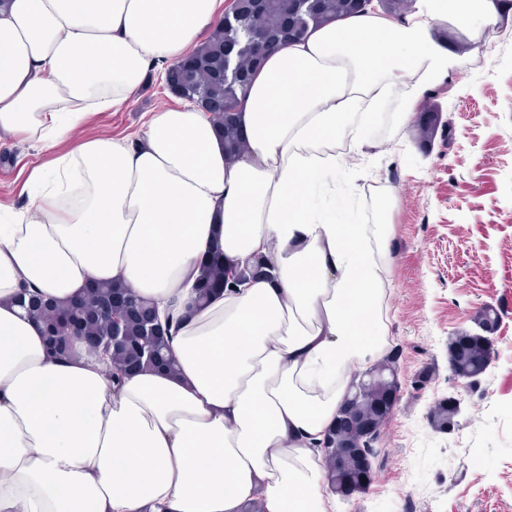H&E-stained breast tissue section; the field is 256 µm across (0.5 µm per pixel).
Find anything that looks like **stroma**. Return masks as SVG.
Segmentation results:
<instances>
[{
    "instance_id": "35a3bbf8",
    "label": "stroma",
    "mask_w": 512,
    "mask_h": 512,
    "mask_svg": "<svg viewBox=\"0 0 512 512\" xmlns=\"http://www.w3.org/2000/svg\"><path fill=\"white\" fill-rule=\"evenodd\" d=\"M435 35L459 64L414 107L437 113L434 138L382 120L380 151L336 177L358 220L392 227L389 349L401 391L371 482L335 512H512V24L487 37L448 23ZM175 101L153 81L88 115L77 135L135 137L149 112ZM51 157L27 144L5 152L0 203L26 202L30 169ZM484 307L499 314L488 332L475 321ZM462 333L491 341L490 365L473 380L457 379L449 361ZM451 398L459 412L436 429L431 411Z\"/></svg>"
}]
</instances>
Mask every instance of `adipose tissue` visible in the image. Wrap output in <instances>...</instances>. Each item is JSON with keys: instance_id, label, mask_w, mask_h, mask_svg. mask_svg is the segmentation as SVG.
<instances>
[{"instance_id": "obj_1", "label": "adipose tissue", "mask_w": 512, "mask_h": 512, "mask_svg": "<svg viewBox=\"0 0 512 512\" xmlns=\"http://www.w3.org/2000/svg\"><path fill=\"white\" fill-rule=\"evenodd\" d=\"M223 19L224 0H0V146L54 153L27 203L0 206V512H331L321 442L352 371L389 343L392 235L338 219L336 174L456 68L435 25L499 13L417 0L398 20L372 4L282 45L238 106L237 158L185 101L137 138L70 143ZM215 247L266 273L186 313ZM92 281L180 319L175 371L113 386L84 350L58 358L15 302L23 285L63 300Z\"/></svg>"}]
</instances>
